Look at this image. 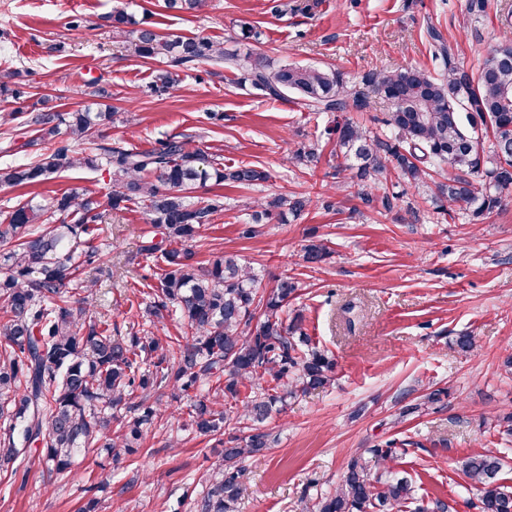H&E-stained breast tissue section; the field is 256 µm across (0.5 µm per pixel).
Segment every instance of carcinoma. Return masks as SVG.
I'll use <instances>...</instances> for the list:
<instances>
[{
    "label": "carcinoma",
    "instance_id": "carcinoma-1",
    "mask_svg": "<svg viewBox=\"0 0 512 512\" xmlns=\"http://www.w3.org/2000/svg\"><path fill=\"white\" fill-rule=\"evenodd\" d=\"M208 0H163L169 11L196 13ZM112 30L129 39L134 55L162 58L155 87L167 91L178 83L177 69L201 60L224 63L241 81L269 99L291 93L312 112L342 114L361 110L377 93L395 103L374 132L347 118L334 119L344 161L335 176L355 171L369 192L386 190L389 170L418 188L431 174L448 176L436 184L448 202V216L460 210L470 221L485 220L512 190V17L477 73L453 62L443 36L431 31L433 58L441 72L422 68L375 70L351 78L339 70L286 64L273 67L262 57H240L207 38L165 37L137 26L134 16L117 9L108 16ZM110 109L87 107L63 117L43 111L33 118L39 138L53 147L30 164L0 167V185L44 183L76 170L112 172L110 204L142 200L149 223L161 230L162 242L146 241L139 254H160L163 266L157 301L146 310L151 321L165 324L176 315L183 335H112V323H81L87 292L95 280L87 268L97 259L91 245L100 219L98 204L73 189L52 205L27 202L0 221V244L12 245L0 266V467L15 462L19 446L41 442L48 471L62 473L74 456L104 448L118 458L139 447L147 429L168 408L153 399L167 384L187 394L214 380L224 399L200 396L183 426L201 435H216L227 421L245 425L243 435L224 442L199 512H236L243 493L242 462L270 447V433L260 424L280 414L288 400L305 396L334 381L335 363L325 350L311 347L302 320L284 319L301 282L288 275L258 293L259 277L248 265L216 254L195 260L204 231L224 209L217 199L203 204L186 193L209 181L253 186L269 179L254 167L226 170L209 160L191 141L176 136L158 146L137 150L104 142L112 123ZM66 129H61V126ZM64 134L66 139L56 140ZM319 143L300 145L289 157L309 168L320 161ZM312 199L303 194L257 199L255 224L277 216L300 217ZM64 219L54 224L55 214ZM71 221H66V218ZM333 251L323 241L304 248L313 267L326 263ZM150 362L153 370L141 369ZM124 407L134 416L112 427V410ZM395 448L354 452L334 490L318 497L306 512H401L414 503L413 483L399 475ZM501 451L486 448L462 461L470 488L479 496L481 512H512V491L500 485Z\"/></svg>",
    "mask_w": 512,
    "mask_h": 512
}]
</instances>
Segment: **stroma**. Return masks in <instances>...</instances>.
<instances>
[{"label": "stroma", "mask_w": 512, "mask_h": 512, "mask_svg": "<svg viewBox=\"0 0 512 512\" xmlns=\"http://www.w3.org/2000/svg\"><path fill=\"white\" fill-rule=\"evenodd\" d=\"M119 5L162 35L204 37L276 66L359 77L408 66L438 70L433 28L452 46L456 64L477 69L512 0H486L480 13L468 0H288L279 15L272 0H209L195 15L166 11L162 0H0V71L14 72L22 89L17 98L0 94V110L17 115L0 125V166L32 163L45 152L30 124L38 112L65 114L95 102L114 113L105 131L110 141L147 149L185 137L225 166L270 175L249 188L211 181L193 190L194 200L224 205L206 231L209 248L197 258L236 256L259 271L266 288L275 276L296 277L301 295L288 311L302 314L311 344L329 352L336 381L264 423L272 443L242 464L246 491L238 512H302L334 489L356 449L390 442L402 448L398 468L411 475L417 504L440 499L454 512H479L460 462L486 448L504 451L498 478L512 488V437L490 424L512 411V374L503 367L512 349V196L482 224L448 217L433 191L395 179L387 183L389 209L378 198L364 203L354 183L349 194L326 197L337 164L336 138L326 133L330 115L293 98L261 97L209 60L181 69L176 89L155 90L159 61L133 56L105 21ZM245 22L257 32L246 41ZM315 140L322 145L316 169L289 163V152ZM73 188L90 193L101 215L94 244L102 261L88 320L108 318L116 336L155 334L146 310L158 286L157 263L137 253L152 226L144 203L109 206L106 170L0 187V212L30 199L46 204ZM294 192L313 199L300 218L270 220L244 237L254 199ZM313 240L333 250L326 265L303 262ZM464 332L476 339V357L458 351L455 340ZM436 389L440 400L428 414H406V406ZM158 393L172 418L121 460L98 449L51 474L36 443L14 468H0V512H197L221 444L183 428L190 397H175L169 386Z\"/></svg>", "instance_id": "35a3bbf8"}]
</instances>
